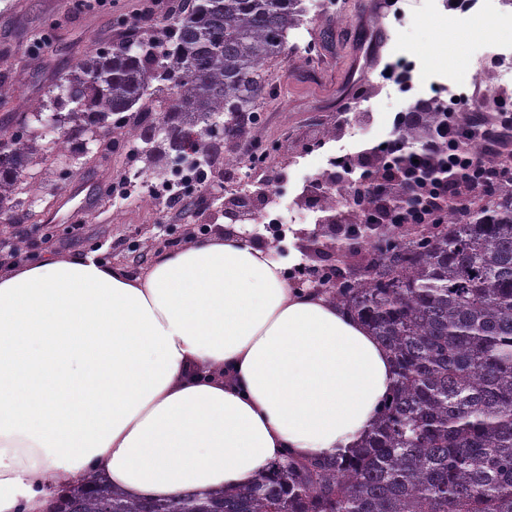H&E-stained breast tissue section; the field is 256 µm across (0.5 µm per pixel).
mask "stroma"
Listing matches in <instances>:
<instances>
[{
    "label": "stroma",
    "mask_w": 512,
    "mask_h": 512,
    "mask_svg": "<svg viewBox=\"0 0 512 512\" xmlns=\"http://www.w3.org/2000/svg\"><path fill=\"white\" fill-rule=\"evenodd\" d=\"M338 10L309 15L291 31L298 51L272 60L269 94L259 122L249 125L244 145L269 149L277 161L282 209L313 227L319 201L298 204L304 187L329 171L331 157L365 148H381L391 139L394 119L415 104L414 96L386 98V63L430 57L440 45L465 47L456 64L467 69L474 37L494 34L490 15L471 26L469 15L448 11L446 18L406 10H369L368 0H337ZM173 0H0V81L12 95L0 102V125L18 123L23 114L46 103L58 79L70 73L91 49L107 47L134 33L160 38L172 15ZM356 111L341 115L344 103ZM371 111L372 122L358 115ZM347 117L342 138L325 139V130ZM225 151H218L205 184L166 185L147 174L143 161L123 139L97 156L80 158L70 173L59 164L33 166V190L14 215L16 233L0 246V264L23 263L52 252L93 255L139 275L155 258L148 240L175 250L187 243L189 225L224 223ZM154 192L156 204L141 203Z\"/></svg>",
    "instance_id": "35a3bbf8"
}]
</instances>
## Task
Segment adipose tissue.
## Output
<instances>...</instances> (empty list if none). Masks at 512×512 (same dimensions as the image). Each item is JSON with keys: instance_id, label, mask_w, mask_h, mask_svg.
<instances>
[{"instance_id": "adipose-tissue-1", "label": "adipose tissue", "mask_w": 512, "mask_h": 512, "mask_svg": "<svg viewBox=\"0 0 512 512\" xmlns=\"http://www.w3.org/2000/svg\"><path fill=\"white\" fill-rule=\"evenodd\" d=\"M395 380L376 336L231 234L131 276L91 256L0 271V512L97 475L135 498L349 453Z\"/></svg>"}]
</instances>
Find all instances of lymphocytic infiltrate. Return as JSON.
Returning <instances> with one entry per match:
<instances>
[{"label":"lymphocytic infiltrate","instance_id":"lymphocytic-infiltrate-1","mask_svg":"<svg viewBox=\"0 0 512 512\" xmlns=\"http://www.w3.org/2000/svg\"><path fill=\"white\" fill-rule=\"evenodd\" d=\"M459 111L469 113L465 123L449 121L440 141L428 142L418 151L408 150L401 138H393L386 144L384 153L390 162L382 175L383 185L401 181L412 185L414 191L400 208L394 211H378L363 208L358 217L362 223L382 224H438L448 206L458 199L473 201L495 195L501 185L512 181V173L492 166L488 157L497 152L500 145L512 140V92L502 93L493 105L471 107L468 98L457 101ZM493 110L492 122H485L486 110ZM447 142L456 157V168L447 175L434 172L432 161L439 142Z\"/></svg>","mask_w":512,"mask_h":512}]
</instances>
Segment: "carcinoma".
Listing matches in <instances>:
<instances>
[{"label": "carcinoma", "instance_id": "cac0c4a2", "mask_svg": "<svg viewBox=\"0 0 512 512\" xmlns=\"http://www.w3.org/2000/svg\"><path fill=\"white\" fill-rule=\"evenodd\" d=\"M303 0H176L164 39L137 35L86 54L56 85L53 146L19 122L0 126V223L31 189L30 167L63 160L90 135L120 134L147 162L187 157L191 180L241 132L268 93L266 64L287 53ZM446 112H419L408 145L438 137ZM305 274L392 357V392L362 446L323 459L288 457L230 492L132 500L90 488L62 512H512V189L468 219L393 224L367 243L365 268ZM336 282V287L328 284Z\"/></svg>", "mask_w": 512, "mask_h": 512}]
</instances>
